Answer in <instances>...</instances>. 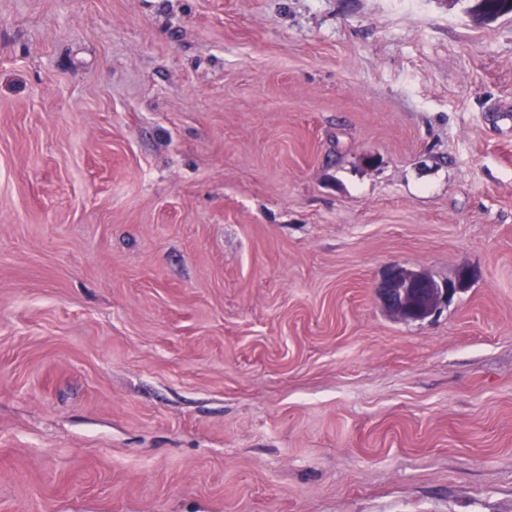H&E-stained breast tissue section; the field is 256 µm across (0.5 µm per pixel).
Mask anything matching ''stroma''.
<instances>
[{
  "instance_id": "obj_1",
  "label": "stroma",
  "mask_w": 512,
  "mask_h": 512,
  "mask_svg": "<svg viewBox=\"0 0 512 512\" xmlns=\"http://www.w3.org/2000/svg\"><path fill=\"white\" fill-rule=\"evenodd\" d=\"M0 0V512H512V16ZM470 281L423 322L391 266Z\"/></svg>"
}]
</instances>
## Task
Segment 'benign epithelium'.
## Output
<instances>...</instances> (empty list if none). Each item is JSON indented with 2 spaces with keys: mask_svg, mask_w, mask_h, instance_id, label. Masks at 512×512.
<instances>
[{
  "mask_svg": "<svg viewBox=\"0 0 512 512\" xmlns=\"http://www.w3.org/2000/svg\"><path fill=\"white\" fill-rule=\"evenodd\" d=\"M467 282L468 271L464 267L459 269L456 281L444 286L426 272L394 268L380 283L378 295L384 308L396 319L422 322Z\"/></svg>",
  "mask_w": 512,
  "mask_h": 512,
  "instance_id": "obj_1",
  "label": "benign epithelium"
}]
</instances>
